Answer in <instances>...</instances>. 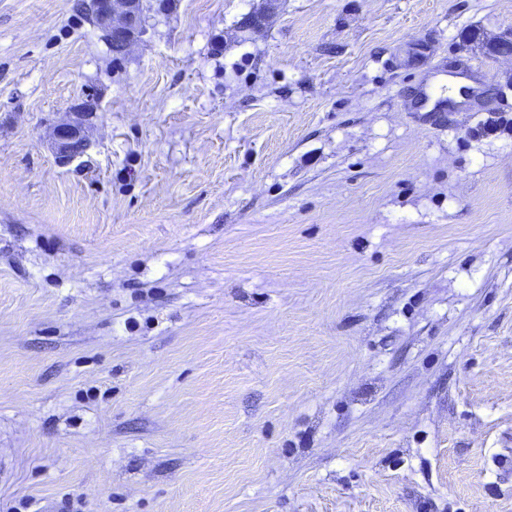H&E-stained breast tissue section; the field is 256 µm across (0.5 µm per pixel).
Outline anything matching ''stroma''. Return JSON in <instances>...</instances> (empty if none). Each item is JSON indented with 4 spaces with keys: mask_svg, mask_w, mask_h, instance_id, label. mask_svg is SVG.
<instances>
[{
    "mask_svg": "<svg viewBox=\"0 0 512 512\" xmlns=\"http://www.w3.org/2000/svg\"><path fill=\"white\" fill-rule=\"evenodd\" d=\"M76 4L0 0V512H512V0ZM145 0H90L87 2L95 26L103 33L105 40L119 46L122 52L137 41L143 33L140 23L146 5ZM117 6L119 17L115 19ZM97 96L89 93L84 101L74 107L73 119L57 124L52 131L51 148L61 163H69L83 155L89 148L85 122L87 117L97 112Z\"/></svg>",
    "mask_w": 512,
    "mask_h": 512,
    "instance_id": "1",
    "label": "stroma"
}]
</instances>
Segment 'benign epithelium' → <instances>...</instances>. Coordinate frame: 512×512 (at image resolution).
Wrapping results in <instances>:
<instances>
[{"label":"benign epithelium","mask_w":512,"mask_h":512,"mask_svg":"<svg viewBox=\"0 0 512 512\" xmlns=\"http://www.w3.org/2000/svg\"><path fill=\"white\" fill-rule=\"evenodd\" d=\"M95 26L105 40L125 51L143 33L140 23L146 0H88ZM98 98L89 93L84 101L72 109L74 118L57 124L52 131L51 148L58 160L69 163L89 148L85 122L97 112Z\"/></svg>","instance_id":"benign-epithelium-1"}]
</instances>
